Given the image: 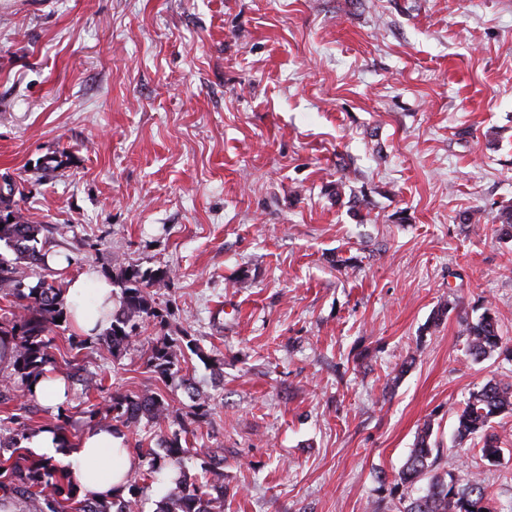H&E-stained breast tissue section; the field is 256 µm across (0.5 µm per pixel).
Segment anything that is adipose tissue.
I'll return each instance as SVG.
<instances>
[{
  "mask_svg": "<svg viewBox=\"0 0 512 512\" xmlns=\"http://www.w3.org/2000/svg\"><path fill=\"white\" fill-rule=\"evenodd\" d=\"M66 296L76 332L99 335L109 329V318L99 317L97 313L100 306L112 303V285L107 279L94 271L83 270L68 278ZM28 448L34 457L68 465L80 484L82 498L92 501L124 494L125 476L134 462L124 436L108 425H89L79 442L70 448L61 447L52 433L38 432L30 437Z\"/></svg>",
  "mask_w": 512,
  "mask_h": 512,
  "instance_id": "ef3b65f1",
  "label": "adipose tissue"
}]
</instances>
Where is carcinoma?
<instances>
[{"label":"carcinoma","instance_id":"1","mask_svg":"<svg viewBox=\"0 0 512 512\" xmlns=\"http://www.w3.org/2000/svg\"><path fill=\"white\" fill-rule=\"evenodd\" d=\"M24 193L15 184L0 188V207L9 210L13 221L0 222V242L13 257L0 254V293L12 298V304L0 310V400H11L9 392L20 390L26 402L0 419V512H139L140 485L154 481L165 472L179 470L174 485L168 488L158 504L157 512H221L224 508V449L210 448L192 474L187 463L195 456L190 438L197 429L179 419L167 397L159 391L127 394L116 391L107 403L85 402L80 410L91 423L110 419L128 429L147 421L162 433L173 424L179 430L161 439L165 453L160 455L136 440L134 451L149 459L148 468L135 469L128 475V496L110 501L91 502L79 498L77 481L59 462L28 458L23 443L32 428V413L37 397L31 385L51 373L58 349L53 336L60 325H69L65 292L67 284L56 277L48 265L49 240L46 226L31 220L19 208L17 199ZM492 233L501 239H512V203L499 207L491 224ZM39 275L36 283L30 278ZM167 269H142L129 264L120 268L114 282L121 289L113 301L110 330L99 336H80L72 331L64 337L67 351L80 353L98 345L107 346L114 359L121 358L147 321L165 323L166 314L157 308L154 295L169 286ZM62 323H56V319ZM464 333L470 356L475 360L504 351L493 306L483 307L475 319H465ZM199 359L210 356L185 337L162 336L146 352V365L166 376L177 366L184 349ZM67 378L79 385L85 394L103 389L102 379L75 365H70ZM512 413V382L492 378L470 393L464 406L456 411L455 437L458 443L480 439L479 451L484 460L498 463L503 449L492 431V420ZM71 418L69 403L57 406L53 421L40 429L61 436L68 447L66 425ZM433 427L426 422L417 434L402 468L390 481V493L398 495L399 512H495L487 486L476 475L464 471L438 473L434 469L437 441Z\"/></svg>","mask_w":512,"mask_h":512}]
</instances>
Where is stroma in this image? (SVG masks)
<instances>
[{
  "label": "stroma",
  "instance_id": "35a3bbf8",
  "mask_svg": "<svg viewBox=\"0 0 512 512\" xmlns=\"http://www.w3.org/2000/svg\"><path fill=\"white\" fill-rule=\"evenodd\" d=\"M3 174L71 269L171 271L168 328L84 350L104 387L70 404L150 389L196 417L144 364L194 340L224 512H398L379 477L427 421L439 471L512 512V415L502 464L454 441L512 378L460 325L490 304L512 339V239L460 222L512 202V0H0ZM185 336H161L146 352V365L161 376H168L184 356Z\"/></svg>",
  "mask_w": 512,
  "mask_h": 512
}]
</instances>
